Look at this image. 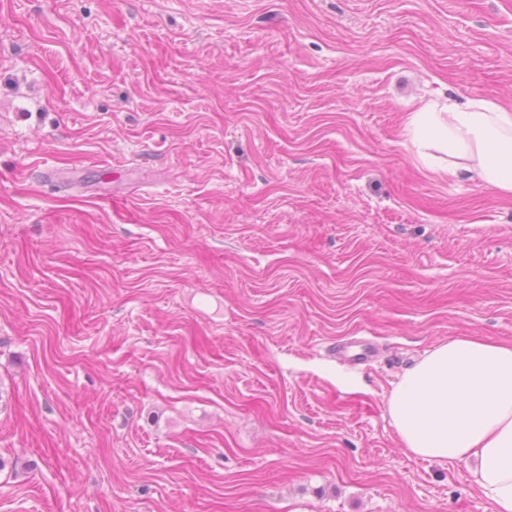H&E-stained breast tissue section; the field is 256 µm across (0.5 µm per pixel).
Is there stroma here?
Listing matches in <instances>:
<instances>
[{"mask_svg":"<svg viewBox=\"0 0 512 512\" xmlns=\"http://www.w3.org/2000/svg\"><path fill=\"white\" fill-rule=\"evenodd\" d=\"M448 96L512 105V0H0V512H493L386 412L512 342Z\"/></svg>","mask_w":512,"mask_h":512,"instance_id":"obj_1","label":"stroma"}]
</instances>
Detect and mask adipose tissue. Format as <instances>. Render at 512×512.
<instances>
[{
	"mask_svg": "<svg viewBox=\"0 0 512 512\" xmlns=\"http://www.w3.org/2000/svg\"><path fill=\"white\" fill-rule=\"evenodd\" d=\"M404 136L433 174L512 195V107L482 96L423 101ZM387 412L404 448L470 464L493 512H512V342L461 336L434 348L394 384Z\"/></svg>",
	"mask_w": 512,
	"mask_h": 512,
	"instance_id": "adipose-tissue-1",
	"label": "adipose tissue"
}]
</instances>
